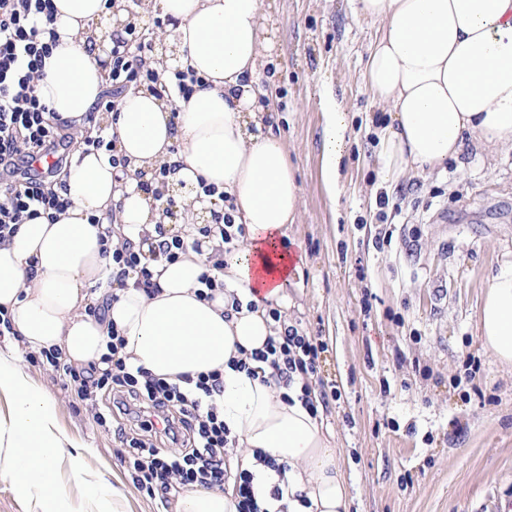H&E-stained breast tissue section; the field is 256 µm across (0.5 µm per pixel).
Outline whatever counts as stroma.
Returning a JSON list of instances; mask_svg holds the SVG:
<instances>
[{
  "label": "stroma",
  "mask_w": 512,
  "mask_h": 512,
  "mask_svg": "<svg viewBox=\"0 0 512 512\" xmlns=\"http://www.w3.org/2000/svg\"><path fill=\"white\" fill-rule=\"evenodd\" d=\"M279 29L259 80L288 150L301 206L288 227L303 257L289 284L291 318L323 337L319 378L337 385L319 419L332 436L350 512H512V369L484 348L476 316L490 278L512 251V154L466 144L458 163L408 168L379 183L377 132L388 120L362 73L374 25L354 0H262ZM348 120L340 192L321 176L322 96ZM392 237L383 247L381 230ZM482 393L463 398L453 380L467 358ZM32 380L57 405V421L98 481L122 487L121 512H159L132 484L115 438L64 388L48 364Z\"/></svg>",
  "instance_id": "1"
}]
</instances>
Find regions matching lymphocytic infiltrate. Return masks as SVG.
Returning a JSON list of instances; mask_svg holds the SVG:
<instances>
[{"label": "lymphocytic infiltrate", "mask_w": 512, "mask_h": 512, "mask_svg": "<svg viewBox=\"0 0 512 512\" xmlns=\"http://www.w3.org/2000/svg\"><path fill=\"white\" fill-rule=\"evenodd\" d=\"M53 16L52 0H0V166L5 168L16 159L31 160L56 150L57 128L36 90L43 59L51 48L41 37L40 25ZM115 45L107 75L112 84L125 87L156 81L157 72L150 64L154 48L138 29L126 31ZM67 205V199L44 179L1 180L0 239L14 234L25 219L42 214L51 217ZM244 232L243 225L227 221L201 227L198 238L192 239L169 234L161 225L148 248L129 243L116 251L104 247L103 252L112 258L114 281L121 283L132 276L146 292L154 293L158 285L151 262L176 261L188 249H199L204 237L217 238L218 252L226 253ZM269 314L280 324L278 335L269 338L263 351L235 360L234 366L253 377L256 363L270 364L275 381L285 386L293 374H300L305 381L300 400L310 413H317L310 382L318 375L319 359L327 345L296 325L283 324L278 309H270ZM44 356L82 399L93 402L101 391L111 390V413L121 421L115 432L127 448L123 462L138 491L166 505L186 485L221 488L230 482L237 496V512H262L253 473L230 469L227 451L235 447L236 438L213 401L219 373L187 376L178 385L132 369L119 357L109 358L103 369L92 365L79 370L64 363L58 350L45 351ZM161 438L178 444L180 454L163 453L157 446Z\"/></svg>", "instance_id": "f902f5d3"}]
</instances>
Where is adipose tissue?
Segmentation results:
<instances>
[{
  "instance_id": "ef3b65f1",
  "label": "adipose tissue",
  "mask_w": 512,
  "mask_h": 512,
  "mask_svg": "<svg viewBox=\"0 0 512 512\" xmlns=\"http://www.w3.org/2000/svg\"><path fill=\"white\" fill-rule=\"evenodd\" d=\"M53 7L59 41L44 61L39 94L54 118L82 134L106 85L103 35L94 25L112 8L109 0H53ZM153 7L169 21L156 56L176 52L180 68L205 78L206 88L183 99L145 85L119 99L105 121L127 160L124 173L107 155H75L58 177L68 207L52 222L26 220L0 241V309L27 348H59L75 366L100 362L117 334L125 340L120 356L154 377L176 382L219 372L216 403L237 439L233 467L254 469L257 454L268 455L288 466L284 479L296 496L288 512H348L339 457L322 423L299 401V388L283 400L275 386L232 365L273 336L268 311L289 308L286 288L300 272L285 231L298 217L301 187L258 89L276 30L261 0H153ZM356 11L377 26L364 78L390 113L380 130L385 178L408 165L442 169L469 137L492 154L512 151V0H356ZM322 108L321 177L332 195L348 127L331 95ZM163 166L171 169L169 184L189 189L177 233L204 206L246 227L212 272V299L197 295L211 243L155 264L154 294L131 278L114 283L112 261L102 254L103 242L136 243L165 223L159 202L141 187L145 175ZM202 180L218 195L198 198ZM105 298V319L91 316L90 306ZM236 298L253 302V309L231 313ZM476 329L483 346L512 368V259L490 279ZM70 445L49 392L13 353L0 351V477L35 496L42 512H72L59 466L68 463L76 484L86 477L80 459L68 456ZM173 512H237V500L230 489L189 486Z\"/></svg>"
}]
</instances>
